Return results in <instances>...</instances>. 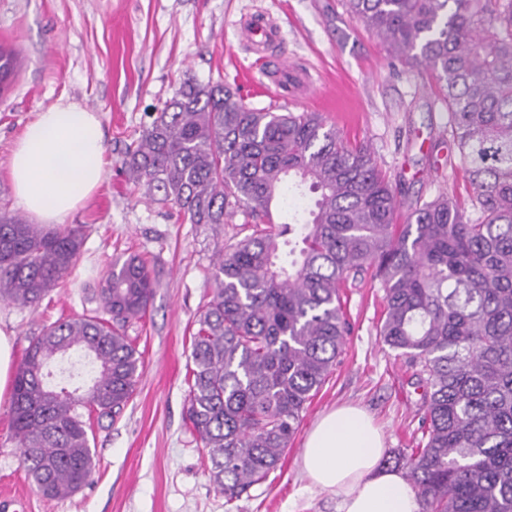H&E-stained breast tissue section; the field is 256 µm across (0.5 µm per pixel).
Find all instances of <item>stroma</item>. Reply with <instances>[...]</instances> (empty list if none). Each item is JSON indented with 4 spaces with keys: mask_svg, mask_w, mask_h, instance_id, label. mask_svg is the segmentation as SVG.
I'll list each match as a JSON object with an SVG mask.
<instances>
[{
    "mask_svg": "<svg viewBox=\"0 0 512 512\" xmlns=\"http://www.w3.org/2000/svg\"><path fill=\"white\" fill-rule=\"evenodd\" d=\"M257 12L281 27L271 53L311 83L289 82L284 101L248 97L250 106L320 112L344 139L367 144L402 202L398 223L416 201L443 192L465 201L472 193L434 73L392 67L386 46L342 0H0V44L21 52L0 86V211H21L8 160L37 112L61 101L98 112L107 147L104 181L70 219L85 227L72 270L37 307L0 302V330L13 340L14 362L44 326L92 312L84 291L114 257L140 254L155 280L148 312L127 329L142 354L141 377L122 413L94 425L95 469L77 493L49 499L28 479L18 465L11 398L0 397V499L18 500L16 512H336L329 493L307 489L300 466L305 436L323 413L342 404L364 408L391 451L411 450L421 439L420 391L377 335L384 292L371 281L343 290L353 331L280 467L248 495L225 502L185 422L191 337L211 298L215 252L251 226L240 212L223 224L179 218L176 208L144 199L122 160L184 80L230 85L252 64L241 28Z\"/></svg>",
    "mask_w": 512,
    "mask_h": 512,
    "instance_id": "1",
    "label": "stroma"
}]
</instances>
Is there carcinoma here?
Segmentation results:
<instances>
[{
	"mask_svg": "<svg viewBox=\"0 0 512 512\" xmlns=\"http://www.w3.org/2000/svg\"><path fill=\"white\" fill-rule=\"evenodd\" d=\"M392 60L441 83L448 133L474 187L401 206L371 149L318 112L249 106L222 85H181L126 148L130 179L192 224L242 209L251 234L217 252L211 299L191 342L186 420L207 449L210 482L231 503L276 470L307 402L336 366L349 325L340 288L384 290L379 337L411 368L421 397L419 448L405 471L421 512H512V0H345ZM17 52L0 47V85ZM317 195L306 222L274 224L283 188ZM81 225L0 214V300L37 306L84 245ZM149 268L116 257L75 315L33 337L18 366L12 425L20 468L51 498L91 480L84 415L118 414L143 368L126 336L153 297ZM93 361L85 389H56L51 365Z\"/></svg>",
	"mask_w": 512,
	"mask_h": 512,
	"instance_id": "cac0c4a2",
	"label": "carcinoma"
}]
</instances>
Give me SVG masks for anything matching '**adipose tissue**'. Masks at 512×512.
Wrapping results in <instances>:
<instances>
[{
	"label": "adipose tissue",
	"mask_w": 512,
	"mask_h": 512,
	"mask_svg": "<svg viewBox=\"0 0 512 512\" xmlns=\"http://www.w3.org/2000/svg\"><path fill=\"white\" fill-rule=\"evenodd\" d=\"M15 197L41 224H62L96 191L106 173L100 113L60 102L41 112L8 162ZM387 448L368 414L336 408L309 432L301 468L311 487L333 495L337 512H421L404 474L382 467Z\"/></svg>",
	"instance_id": "obj_1"
}]
</instances>
